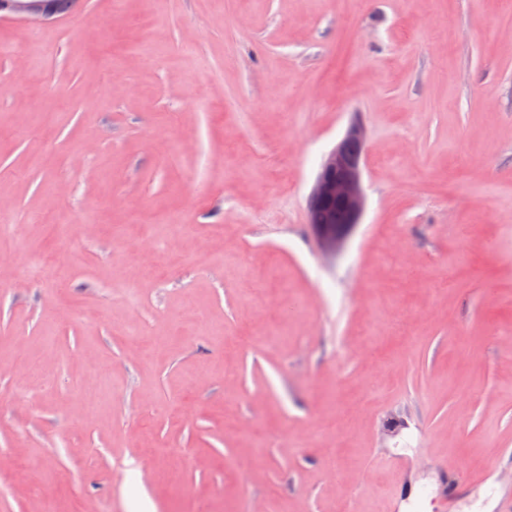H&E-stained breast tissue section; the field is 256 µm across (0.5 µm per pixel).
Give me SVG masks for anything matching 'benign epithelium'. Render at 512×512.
I'll list each match as a JSON object with an SVG mask.
<instances>
[{
	"mask_svg": "<svg viewBox=\"0 0 512 512\" xmlns=\"http://www.w3.org/2000/svg\"><path fill=\"white\" fill-rule=\"evenodd\" d=\"M55 16L49 0H0V18L10 17L39 23ZM366 129L359 120L352 121L343 138L324 157L312 189L308 207L328 203L323 222L313 225L322 249L337 251L352 230L361 223L365 210L363 167Z\"/></svg>",
	"mask_w": 512,
	"mask_h": 512,
	"instance_id": "obj_1",
	"label": "benign epithelium"
}]
</instances>
